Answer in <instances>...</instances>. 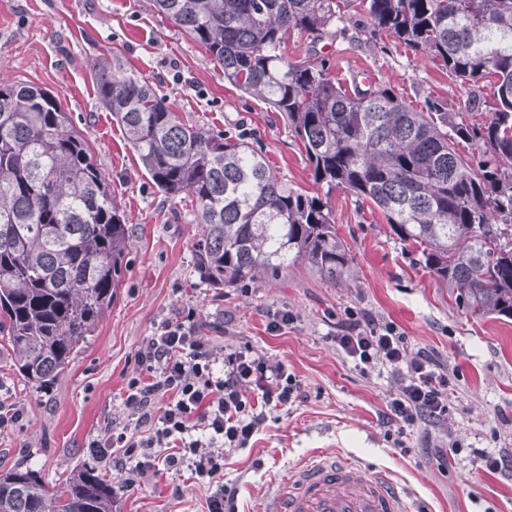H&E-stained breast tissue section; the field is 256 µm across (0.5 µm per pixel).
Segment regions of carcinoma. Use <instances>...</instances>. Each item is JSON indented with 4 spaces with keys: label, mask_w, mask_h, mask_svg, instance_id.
<instances>
[{
    "label": "carcinoma",
    "mask_w": 512,
    "mask_h": 512,
    "mask_svg": "<svg viewBox=\"0 0 512 512\" xmlns=\"http://www.w3.org/2000/svg\"><path fill=\"white\" fill-rule=\"evenodd\" d=\"M150 2L225 79L279 113L316 186L288 187L263 154L182 122L118 56L99 58L100 107L160 192L192 197L202 282L238 288L295 265L347 282L352 260L330 204L338 188L420 247L466 312L512 317V0ZM350 21L359 42L388 33L443 62L467 112L433 97L417 110L381 81L339 79L326 58L281 53L293 34L319 41ZM464 142L484 148L477 165L459 152ZM130 249L111 185L68 112L39 86H0V334L33 390L53 385L93 336ZM116 502L112 481L91 466L53 487L24 463L0 474V512H116Z\"/></svg>",
    "instance_id": "obj_1"
}]
</instances>
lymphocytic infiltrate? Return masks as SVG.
Returning a JSON list of instances; mask_svg holds the SVG:
<instances>
[{
  "instance_id": "1",
  "label": "lymphocytic infiltrate",
  "mask_w": 512,
  "mask_h": 512,
  "mask_svg": "<svg viewBox=\"0 0 512 512\" xmlns=\"http://www.w3.org/2000/svg\"><path fill=\"white\" fill-rule=\"evenodd\" d=\"M335 341L361 372H390L393 421L412 427L447 416L448 375L425 355L412 354L394 325L352 310ZM136 362L123 398L130 421L106 425L89 443L93 453L111 456L123 470L124 490L141 488L162 469L186 472L195 483L215 485L208 512H239L236 489L223 484L224 453L248 447L273 411L296 400L295 376L250 348L210 343L189 305L157 324Z\"/></svg>"
}]
</instances>
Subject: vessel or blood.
Segmentation results:
<instances>
[{
    "mask_svg": "<svg viewBox=\"0 0 512 512\" xmlns=\"http://www.w3.org/2000/svg\"><path fill=\"white\" fill-rule=\"evenodd\" d=\"M265 512H409L388 471L350 457L319 456L281 482Z\"/></svg>",
    "mask_w": 512,
    "mask_h": 512,
    "instance_id": "1",
    "label": "vessel or blood"
}]
</instances>
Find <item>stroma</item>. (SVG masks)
<instances>
[{
    "instance_id": "stroma-1",
    "label": "stroma",
    "mask_w": 512,
    "mask_h": 512,
    "mask_svg": "<svg viewBox=\"0 0 512 512\" xmlns=\"http://www.w3.org/2000/svg\"><path fill=\"white\" fill-rule=\"evenodd\" d=\"M354 35L350 28L315 43L291 38L283 52L329 58L340 77L360 70L382 78L417 108L433 96L449 111H464L466 96L441 61L389 36L373 47L358 45ZM103 53L119 55L184 123L245 139L284 182L313 187L305 150L279 114L225 81L205 50L150 0H0V86H40L70 113L132 237L115 303L52 387L32 390L0 337V401L26 409L20 426L0 432V474L24 462L52 486L93 464L120 486L123 472L111 461H94L87 443L104 422L126 423L122 399L137 370V349L156 323L189 304L214 345L250 347L284 363L301 385L299 397L272 415L251 447L226 460L224 482L237 488L240 512H263L290 471L337 452L389 470L413 512H512V469L492 473L478 460L482 452L512 456V319L467 315L420 262L416 246L401 241L378 210L340 190L330 202L353 281L333 285L298 265L246 292L210 288L194 271L200 225L190 196L171 199L158 191L98 103L93 63ZM277 308L296 320L274 336L266 322ZM351 309L394 323L412 352L430 355L448 372L454 395L447 418L406 430L390 422L394 379L360 373L333 341ZM454 442L461 451L452 458ZM176 483L183 487L178 500L170 496ZM210 494L188 477L163 472L120 495L117 512H207Z\"/></svg>"
}]
</instances>
